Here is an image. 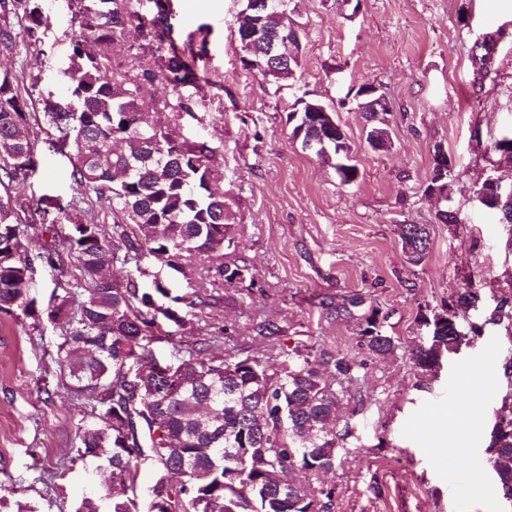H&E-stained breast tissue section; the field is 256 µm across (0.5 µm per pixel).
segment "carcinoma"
<instances>
[{"instance_id":"cac0c4a2","label":"carcinoma","mask_w":512,"mask_h":512,"mask_svg":"<svg viewBox=\"0 0 512 512\" xmlns=\"http://www.w3.org/2000/svg\"><path fill=\"white\" fill-rule=\"evenodd\" d=\"M43 0H0V56L20 53L21 42L32 46L40 31L51 25ZM126 0H68L78 30L71 38L69 67L65 71L77 107L60 110L46 104V116L61 132L58 149H69L75 184L88 191L63 205L43 195L36 211L53 207L64 214L67 233L59 244L39 254L51 267L75 259L82 291L54 296L48 317L64 319L58 344L61 366L68 370L64 388L77 401L100 409L96 420L82 428L79 457H94L109 469L112 483L123 488L102 504L81 501L76 512H141L137 495L139 462L151 460L160 471H185L173 484L162 476L149 489L147 512H332L333 491L311 493L297 474L332 471L341 464L336 445L350 435L338 427L337 412L358 364L346 357L322 352L316 357L298 348L280 353L270 365L253 355L257 343L281 335L277 324L264 319L240 335L236 324L198 326L200 338L173 345L160 360L152 345L163 341L158 312L178 327L187 316L218 308L221 290L249 295L242 287L249 268L234 249L236 225L214 164L218 148L206 141L174 139L170 126L192 115L183 89L201 80L195 60L180 53L173 38L174 14L170 0H154L151 18L131 15ZM238 23L239 41L258 26L269 40L252 41L241 58L246 70L278 82L293 75L298 59L283 63L271 46L300 48L285 8L256 14L246 5ZM169 45L171 55L148 64L142 57L128 63L116 48L157 52ZM158 82L177 94L176 103L159 101L160 118L141 111L138 97L145 83ZM16 71L0 70V311L36 313L28 298L33 273L29 252L21 242V226L33 215L17 208L10 190L37 168L36 113L23 95ZM294 137L302 147H315L319 157L329 154L349 160L350 146L343 136L330 142L336 125L333 108L299 99ZM371 123L368 140L375 150L389 147L388 120L375 117L370 105L359 106ZM432 156V176L425 192L450 189L452 161ZM446 168H441V165ZM108 204L112 229L99 221L97 207ZM499 214L512 243V204L490 196L484 203ZM407 261L423 263L429 254L431 233L426 224L400 225ZM152 256L191 279L198 260L213 292L185 290L171 295L169 282L144 267ZM119 266L121 279L104 274ZM481 297L470 280L440 309L419 308L417 323L424 336L410 349V360L420 382L435 377L444 356L463 340L477 341L479 328L461 337L462 318L453 310ZM327 317L356 319L359 335L372 355L385 358L400 348L399 340L383 330L385 317L356 292L336 300L319 301ZM505 335L512 337V282L500 292V302L489 312ZM501 433L490 439L488 461L501 493H512V404L498 413Z\"/></svg>"}]
</instances>
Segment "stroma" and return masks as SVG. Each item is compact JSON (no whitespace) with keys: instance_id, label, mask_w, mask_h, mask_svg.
Returning a JSON list of instances; mask_svg holds the SVG:
<instances>
[{"instance_id":"obj_1","label":"stroma","mask_w":512,"mask_h":512,"mask_svg":"<svg viewBox=\"0 0 512 512\" xmlns=\"http://www.w3.org/2000/svg\"><path fill=\"white\" fill-rule=\"evenodd\" d=\"M178 48L193 50L201 79L185 94L193 114L172 126L177 137L220 146L224 191L237 224L236 245L249 266L253 292L242 305L212 313L216 325L242 327L269 319L279 337L256 346L275 364L282 350L326 351L362 362L339 417L353 434L333 473L310 476L311 491L334 489L333 512H507L486 447L512 380L503 365L512 340L487 328L472 347L442 361L420 384L407 345L418 334L419 308L441 307L473 278L486 300L512 281V248L494 213L474 201L488 176L512 182V162L494 139L512 133V0H289L301 39L293 78L265 81L242 68L236 19L245 0H172ZM52 26L36 49L41 73L29 92L34 112L45 101L67 103L64 69L74 25L66 0H44ZM371 83L388 99L392 145L373 150L352 92ZM334 107L359 175L341 184L333 162L303 149L288 115L297 98ZM39 167L13 196L29 207L42 195L77 193L69 159L54 151L59 132L40 120ZM454 162L450 200L425 188L435 146ZM460 221L443 224L440 210ZM426 224L431 250L407 262L399 228ZM63 216H45L21 237L33 257L29 295L37 317L0 312V495L8 512H75L83 497L108 493L109 474L95 458H79L80 435L92 416L64 388L57 346L62 324L45 316L55 288L71 287L75 267L58 271L38 259L43 231L63 234ZM362 293L381 309L384 329L403 348L372 358L359 343L356 320L321 314V296ZM484 362L495 386L466 388V365ZM468 402L486 414L477 439L467 424L449 429V408ZM469 441L462 462L440 457L449 441ZM479 467L481 482L459 495L449 470Z\"/></svg>"}]
</instances>
